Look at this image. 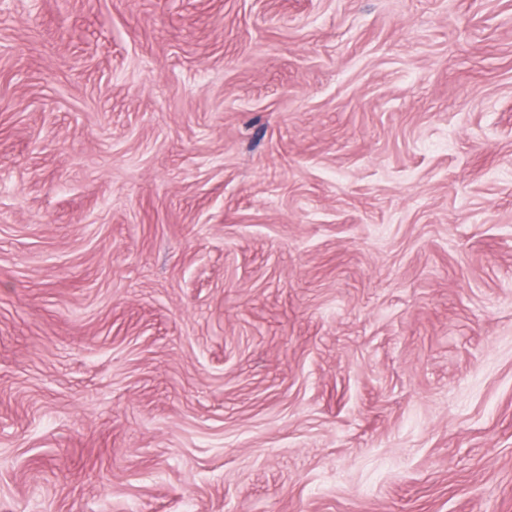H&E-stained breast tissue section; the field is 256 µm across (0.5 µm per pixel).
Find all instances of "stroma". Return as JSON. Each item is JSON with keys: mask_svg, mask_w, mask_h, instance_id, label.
<instances>
[{"mask_svg": "<svg viewBox=\"0 0 512 512\" xmlns=\"http://www.w3.org/2000/svg\"><path fill=\"white\" fill-rule=\"evenodd\" d=\"M512 512V0H0V512Z\"/></svg>", "mask_w": 512, "mask_h": 512, "instance_id": "35a3bbf8", "label": "stroma"}]
</instances>
